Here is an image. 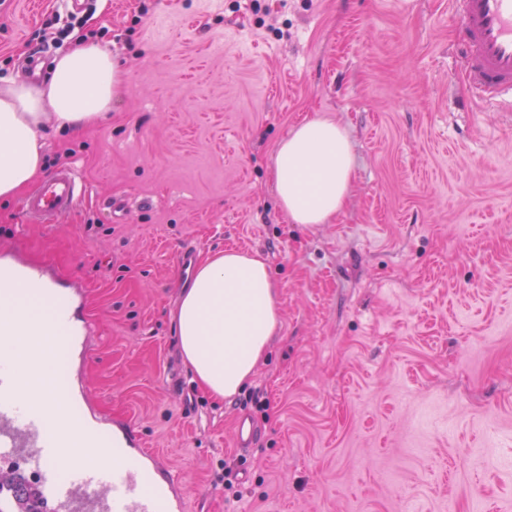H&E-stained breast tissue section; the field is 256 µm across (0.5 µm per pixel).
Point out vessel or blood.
<instances>
[{
    "mask_svg": "<svg viewBox=\"0 0 512 512\" xmlns=\"http://www.w3.org/2000/svg\"><path fill=\"white\" fill-rule=\"evenodd\" d=\"M462 40L464 79L485 100L512 97V0H450ZM88 187L72 167L58 168L22 202L29 223L55 224L86 196ZM12 276L53 288L40 321L37 345L24 355L0 351V512H185L179 475L147 448L136 425L76 416L70 428L52 419L51 407L81 404L70 370L84 354L85 339L65 316L81 286L66 294L47 266L0 254ZM258 432L239 414L234 446L254 447ZM77 465L61 467L64 457Z\"/></svg>",
    "mask_w": 512,
    "mask_h": 512,
    "instance_id": "b4317fda",
    "label": "vessel or blood"
}]
</instances>
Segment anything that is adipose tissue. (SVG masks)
I'll list each match as a JSON object with an SVG mask.
<instances>
[{
    "label": "adipose tissue",
    "instance_id": "1",
    "mask_svg": "<svg viewBox=\"0 0 512 512\" xmlns=\"http://www.w3.org/2000/svg\"><path fill=\"white\" fill-rule=\"evenodd\" d=\"M121 73L112 56L87 42L56 59L38 87L0 82V200L12 198L44 168L47 125L81 134L109 116ZM354 179L346 128L315 117L303 121L275 150L273 186L290 223L326 224L343 209ZM50 293L34 281L29 305L0 297V348L24 350L27 321L39 319V300ZM182 356L200 384L219 398L238 393L255 374L282 321L279 292L267 261L257 253L225 250L196 268L173 313Z\"/></svg>",
    "mask_w": 512,
    "mask_h": 512
}]
</instances>
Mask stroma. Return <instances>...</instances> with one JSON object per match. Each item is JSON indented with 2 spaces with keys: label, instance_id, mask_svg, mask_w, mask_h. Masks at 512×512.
<instances>
[{
  "label": "stroma",
  "instance_id": "stroma-1",
  "mask_svg": "<svg viewBox=\"0 0 512 512\" xmlns=\"http://www.w3.org/2000/svg\"><path fill=\"white\" fill-rule=\"evenodd\" d=\"M454 25L449 0H0V78L46 77L89 32L126 71L111 118L46 131L47 171L89 197L53 225L12 199L0 249L84 283L88 399L135 423L187 512H512V104L462 106ZM313 117L347 129L354 184L331 223L292 224L275 147ZM186 244L261 254L280 294L281 333L222 400L179 348ZM258 440V432L254 421L248 414L240 413L234 426V447L242 451L253 448Z\"/></svg>",
  "mask_w": 512,
  "mask_h": 512
}]
</instances>
